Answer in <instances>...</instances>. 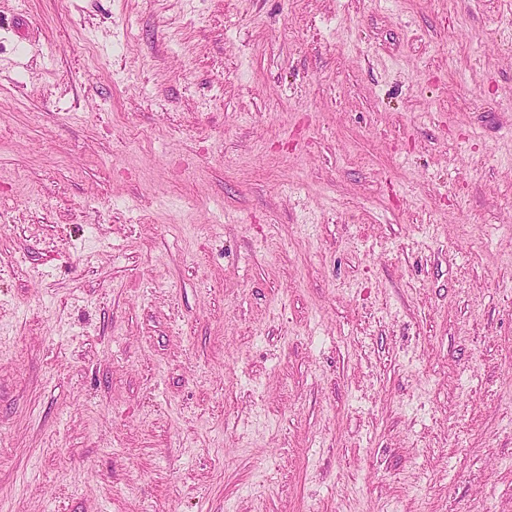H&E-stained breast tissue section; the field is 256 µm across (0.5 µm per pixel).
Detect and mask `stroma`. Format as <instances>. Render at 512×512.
<instances>
[{
  "instance_id": "stroma-1",
  "label": "stroma",
  "mask_w": 512,
  "mask_h": 512,
  "mask_svg": "<svg viewBox=\"0 0 512 512\" xmlns=\"http://www.w3.org/2000/svg\"><path fill=\"white\" fill-rule=\"evenodd\" d=\"M512 0H0V512H512Z\"/></svg>"
}]
</instances>
